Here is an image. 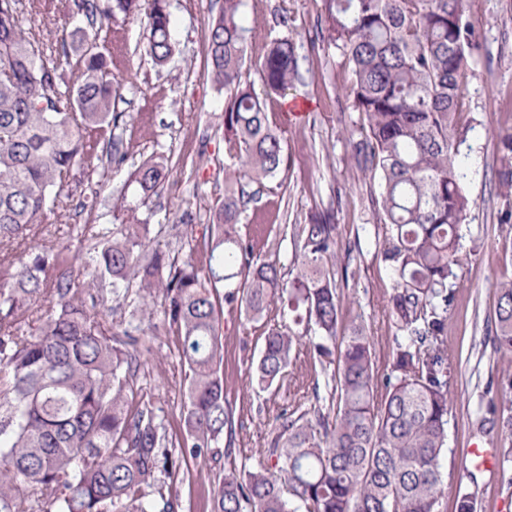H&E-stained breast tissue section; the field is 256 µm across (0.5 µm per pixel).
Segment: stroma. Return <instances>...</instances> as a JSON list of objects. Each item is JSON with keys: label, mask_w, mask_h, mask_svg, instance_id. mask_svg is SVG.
Masks as SVG:
<instances>
[{"label": "stroma", "mask_w": 512, "mask_h": 512, "mask_svg": "<svg viewBox=\"0 0 512 512\" xmlns=\"http://www.w3.org/2000/svg\"><path fill=\"white\" fill-rule=\"evenodd\" d=\"M174 57L165 67L153 64L146 52L147 11L143 0L138 16L120 24L122 52L112 67L118 109L128 126L123 134L129 156L105 178L100 205L80 221L94 226L121 223L120 200L139 199L133 181L143 162L161 157L169 177L150 218L164 250L186 259L172 230L187 206L208 208L223 196L232 174L224 154V93L207 69L208 26L224 0H169ZM468 10L479 48L468 76L461 122L467 128L459 147L464 188L471 206L460 226L465 260L457 269L456 300L448 321V346L454 355V381L448 412V446L455 457V476L464 491L475 493L478 512H512V483L500 468L481 466L464 457L471 444L502 454L512 447V435L488 429L479 420L491 417L481 407L489 383L512 377V352L493 343L496 290L512 279V194L500 188L498 138L512 133V0H469ZM245 21L266 40L291 38L297 45L299 78L275 110L305 103L306 112L290 115L283 133L285 163L278 175L256 187L245 203L241 224L262 213L280 240V260L292 258V225L312 215L334 210L341 248H352L347 280L341 281L342 319L364 318L374 342L376 364L386 370L392 361L397 327L388 301L395 282L382 262L379 243L385 226L379 220L380 180L362 172L353 158L351 134L361 122L348 94L352 74L321 30L320 0H247ZM153 115V126L141 131L132 120ZM224 387L236 405L235 463L254 466L283 408L313 403L311 388L284 381L273 394L248 383V373L262 346L265 323L250 322L238 311H225ZM176 339L156 336L148 357L157 407L170 421L179 417L176 390L183 388L184 370L176 356ZM191 485L181 486L186 512H211L214 476L208 465L191 467Z\"/></svg>", "instance_id": "35a3bbf8"}]
</instances>
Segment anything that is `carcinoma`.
Returning <instances> with one entry per match:
<instances>
[{"label":"carcinoma","instance_id":"obj_1","mask_svg":"<svg viewBox=\"0 0 512 512\" xmlns=\"http://www.w3.org/2000/svg\"><path fill=\"white\" fill-rule=\"evenodd\" d=\"M245 0H224L209 26L215 83L224 89V151L235 166L224 199L208 209L201 242L183 212L189 256L162 250L138 208L96 234L85 283L135 290L134 331L119 332L77 297L75 264L46 239L41 217L92 212L102 181L121 164L115 135L112 22L136 16L141 0H65L69 32L52 28L51 0H0V512H180L183 464L218 455L232 437L235 409L224 388V306L259 322L281 304V325L263 336L250 383L275 392L288 368L315 403L284 409L261 449L266 462L216 476L213 512H477L475 494L454 485L448 405V287L462 263L460 225L470 201L458 165L465 78L477 48L468 0H321L328 39L351 68L350 95L363 119L358 165L382 183L386 232L380 250L395 281L390 313L399 334L390 368L378 371L364 321L341 323L336 216L322 212L292 227L289 270L265 224L240 234L244 184L284 165L282 125L267 99L298 77L294 42L266 45L265 96L244 74L252 29ZM43 12L44 27L26 24ZM147 53L162 67L174 56L167 0H152ZM500 186L512 191V134L500 139ZM167 165L134 172L146 205L159 196ZM79 191L78 200L62 194ZM291 279L284 280L285 275ZM160 301L163 327L178 341L187 385L180 431L140 382L141 337ZM304 325V332L293 330ZM494 343L512 351V280L497 289ZM502 428L512 433V378L497 384Z\"/></svg>","mask_w":512,"mask_h":512}]
</instances>
